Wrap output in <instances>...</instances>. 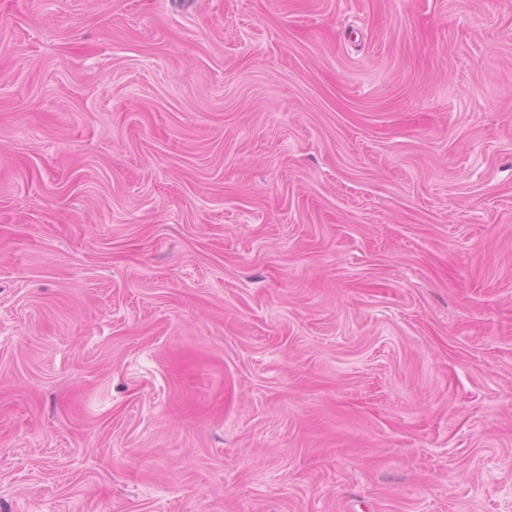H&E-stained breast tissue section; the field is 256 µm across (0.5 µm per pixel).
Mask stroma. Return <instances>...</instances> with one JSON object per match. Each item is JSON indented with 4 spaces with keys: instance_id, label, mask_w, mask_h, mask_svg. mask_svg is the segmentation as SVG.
Returning <instances> with one entry per match:
<instances>
[{
    "instance_id": "obj_1",
    "label": "stroma",
    "mask_w": 512,
    "mask_h": 512,
    "mask_svg": "<svg viewBox=\"0 0 512 512\" xmlns=\"http://www.w3.org/2000/svg\"><path fill=\"white\" fill-rule=\"evenodd\" d=\"M0 512H512V0H0Z\"/></svg>"
}]
</instances>
